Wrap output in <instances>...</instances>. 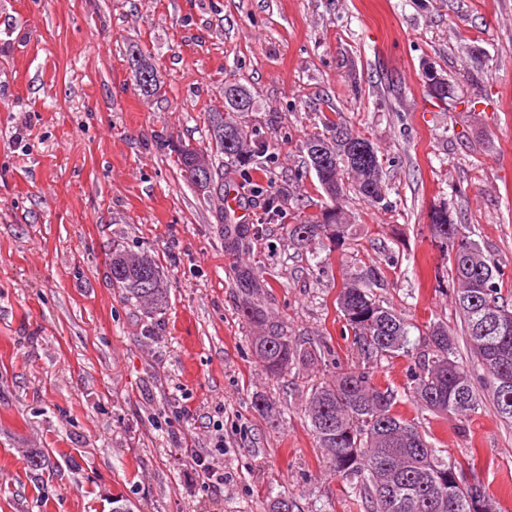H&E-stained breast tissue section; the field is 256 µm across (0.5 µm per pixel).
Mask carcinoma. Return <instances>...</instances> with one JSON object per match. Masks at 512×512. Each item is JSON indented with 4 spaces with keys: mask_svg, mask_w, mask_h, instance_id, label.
<instances>
[{
    "mask_svg": "<svg viewBox=\"0 0 512 512\" xmlns=\"http://www.w3.org/2000/svg\"><path fill=\"white\" fill-rule=\"evenodd\" d=\"M469 55L466 80L477 89L483 83L482 54L473 46ZM131 61L150 75L151 88H139L141 95H159L162 81L151 55L140 51L132 55ZM424 87L428 97L437 102L446 104L455 97L452 82L444 87H431L426 82ZM241 103L253 110L251 90L236 80H225L224 101L208 112L207 145L177 152V165L187 182H192L190 174L199 156H223L241 167L268 151L269 145L255 139L239 121L237 108ZM321 124L322 131L309 134L303 149L307 166L315 173L317 190L330 204L318 215L288 225V238L301 247L323 238L336 241L344 237L349 220L337 200L346 186H352L361 198L377 203L387 192L378 147L337 110L322 113ZM216 168L208 198L214 211L222 214L224 163L216 164ZM430 229L434 240L449 251L455 307L471 349L490 377L486 388L498 414L512 421V304L503 295V274L488 263L466 225L455 222L448 205L433 208ZM248 238L244 226L224 225L228 248L237 251ZM110 268L115 274L112 284L122 289L128 300L148 314L165 309L168 282L151 255L116 249ZM237 282L242 315L249 323L265 327L263 333L252 337L251 346L269 376L280 378L311 364L319 355L331 353L324 341L308 349L283 329L267 324V313L259 300L262 287L251 270H238ZM383 285V274L370 268L361 277H344L337 297L345 331L368 364L413 356L411 323L376 298L374 289ZM426 341L427 354L410 369V399L437 414L467 419L477 413L482 397L469 370L456 358L453 331L447 324L435 322L429 326ZM400 402L397 389L379 385L369 372L349 366L336 367L330 379L312 385L304 415L333 474L362 485L370 512H497L484 488L466 479L463 463L440 459L418 423L395 411Z\"/></svg>",
    "mask_w": 512,
    "mask_h": 512,
    "instance_id": "carcinoma-1",
    "label": "carcinoma"
}]
</instances>
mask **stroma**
I'll return each mask as SVG.
<instances>
[{"instance_id":"stroma-1","label":"stroma","mask_w":512,"mask_h":512,"mask_svg":"<svg viewBox=\"0 0 512 512\" xmlns=\"http://www.w3.org/2000/svg\"><path fill=\"white\" fill-rule=\"evenodd\" d=\"M472 45L486 90L474 107ZM137 51L158 96L135 87ZM426 62L457 87L446 110L425 92ZM229 77L254 93L242 122L269 145L234 175L252 219L269 187L290 193L236 255L175 163L205 142ZM331 107L383 152L388 193L380 205L347 191L348 236L301 249L286 225L328 203L302 142ZM442 204L512 279V0H0V512H265L284 493L293 512H368L302 407L337 364L364 365L336 305L355 262L384 273L377 295L412 322L416 353L430 323L460 328L434 277L449 268L429 230ZM116 248L162 266L160 314L113 286ZM238 265L266 284L270 321L332 356L268 378ZM398 411L444 460L474 459L468 481L512 512V422L492 403L467 421L407 399ZM197 453L223 487L196 482ZM132 62L138 63L141 69L150 75V79L152 80L150 83L151 88L149 90H145L140 86L137 79H135V85L137 86L141 95L145 97H154L159 95L162 89V81L160 80L155 65L151 62V55L139 51L138 53L132 54L131 63Z\"/></svg>"}]
</instances>
